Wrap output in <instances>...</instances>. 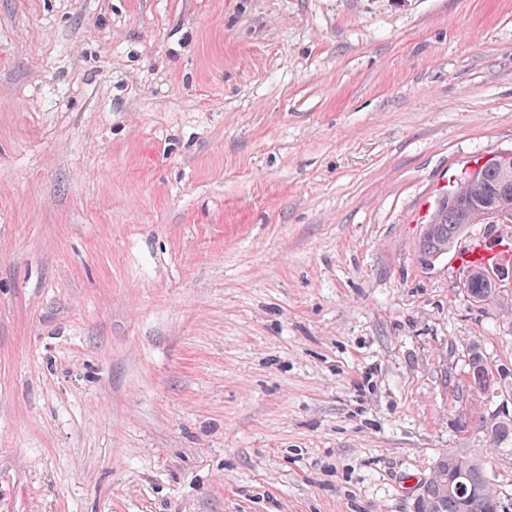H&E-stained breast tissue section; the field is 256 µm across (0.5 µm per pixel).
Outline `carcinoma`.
Returning <instances> with one entry per match:
<instances>
[{
  "instance_id": "1",
  "label": "carcinoma",
  "mask_w": 512,
  "mask_h": 512,
  "mask_svg": "<svg viewBox=\"0 0 512 512\" xmlns=\"http://www.w3.org/2000/svg\"><path fill=\"white\" fill-rule=\"evenodd\" d=\"M512 178V156L487 160L448 188L441 203L423 225L418 253L423 261L438 260L462 238L471 224H497L498 214L512 212V196L502 193L504 181ZM472 277L464 286L476 302H494L499 297L495 277L481 266L470 267ZM468 387L485 392L490 370L478 348L468 352ZM487 427L493 444L512 439V419L500 418ZM418 512H499L500 500L480 460L469 452L451 450L438 455L429 477L421 484Z\"/></svg>"
}]
</instances>
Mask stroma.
Wrapping results in <instances>:
<instances>
[{
	"label": "stroma",
	"instance_id": "1",
	"mask_svg": "<svg viewBox=\"0 0 512 512\" xmlns=\"http://www.w3.org/2000/svg\"><path fill=\"white\" fill-rule=\"evenodd\" d=\"M510 153L512 0H0V512H512V278L418 258ZM468 268L472 271V277L463 288L466 295L480 303L496 301L499 297L500 288H496L494 277L485 274L489 270L481 266H470ZM468 361V387L473 391L485 393L487 378L492 372H490L487 363L482 357V353L476 346L469 350ZM492 385L493 381H488L487 390H490ZM416 498V512H499L501 508L480 460L463 450L438 455Z\"/></svg>",
	"mask_w": 512,
	"mask_h": 512
}]
</instances>
